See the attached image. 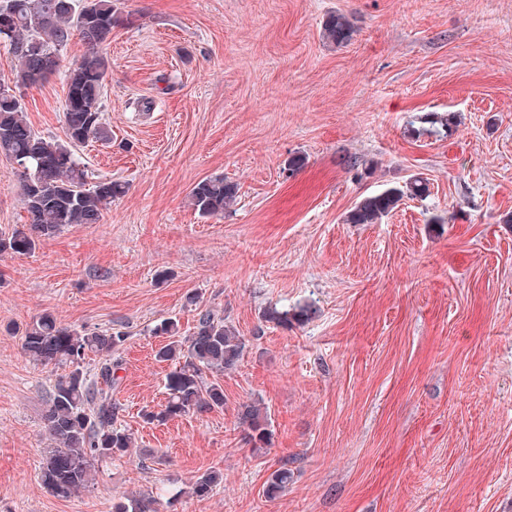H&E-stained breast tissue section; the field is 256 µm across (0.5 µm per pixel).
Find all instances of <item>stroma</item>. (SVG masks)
Segmentation results:
<instances>
[{
  "instance_id": "stroma-1",
  "label": "stroma",
  "mask_w": 512,
  "mask_h": 512,
  "mask_svg": "<svg viewBox=\"0 0 512 512\" xmlns=\"http://www.w3.org/2000/svg\"><path fill=\"white\" fill-rule=\"evenodd\" d=\"M113 6L110 139L76 153L90 181L128 191L101 223L0 254V512H112L132 494L160 512H512V0ZM335 12L357 28L340 48L322 37ZM15 94L35 131L64 139L62 73ZM448 112L454 127L434 133ZM215 175L237 200L203 218L189 194ZM414 176L426 199L347 223ZM27 221L0 154V232ZM307 303L305 325L263 318ZM205 309L246 343L215 377L223 407L145 422L173 369L154 328L171 318L187 337ZM46 312L127 335L111 396L136 445L68 498L39 475L67 369L21 349ZM254 400L274 432L265 452L238 420ZM283 465L293 481L268 498ZM213 469L223 484L192 494Z\"/></svg>"
}]
</instances>
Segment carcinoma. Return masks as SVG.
<instances>
[{"instance_id": "obj_1", "label": "carcinoma", "mask_w": 512, "mask_h": 512, "mask_svg": "<svg viewBox=\"0 0 512 512\" xmlns=\"http://www.w3.org/2000/svg\"><path fill=\"white\" fill-rule=\"evenodd\" d=\"M0 24L7 28L4 42L18 58L14 85L32 87L61 67L59 48L77 34L86 44L84 55L66 70L67 93L64 126L67 143L46 138L27 121L23 106L10 86L0 84V153L24 164L26 177L21 190L28 224L9 234L0 233V253L26 254L36 239L49 238L71 224H99L103 211L125 195L127 185L105 179L85 188V164L74 147L90 140H109L102 112L104 81L112 67L103 46L118 24L112 0H0ZM356 33L352 20L343 13L329 15L322 37L338 47L350 43ZM430 190L426 180L412 177L400 187L363 197L348 213L350 224H377L405 199H423ZM237 197L236 185L222 176L199 181L190 192L193 209L201 217H216ZM318 309L307 304L292 311L270 308L264 318L280 326L303 325ZM126 340L121 331L85 332L63 326L50 314L32 321L22 332L25 354L41 365H78L93 353L99 357L94 376L77 368L59 377L43 416L44 428L53 446L41 469V479L56 496L68 498L86 488L94 462L122 457L134 447L132 434L117 424L119 407L98 387L112 386L120 368L114 354ZM244 341L224 324V318L208 310L198 312L193 333L185 341L174 340L160 347L157 357L174 364L166 382L164 408L149 411V422L164 423L187 414H203L224 406V390L205 376L229 372L238 366ZM241 423L248 429L253 449L272 445L274 433L267 415L256 402L242 404ZM292 475L282 467L267 482L266 495L273 498L288 489ZM224 481L212 470L192 488L197 497L209 495ZM157 501L128 497L112 506V512H159Z\"/></svg>"}]
</instances>
